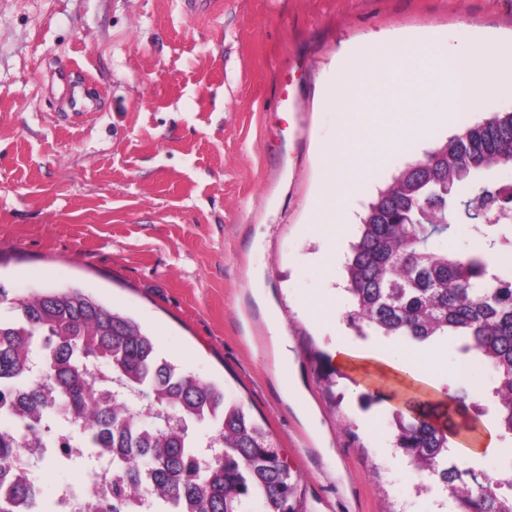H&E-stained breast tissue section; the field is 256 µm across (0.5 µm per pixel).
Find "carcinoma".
Returning <instances> with one entry per match:
<instances>
[{"label": "carcinoma", "instance_id": "obj_1", "mask_svg": "<svg viewBox=\"0 0 512 512\" xmlns=\"http://www.w3.org/2000/svg\"><path fill=\"white\" fill-rule=\"evenodd\" d=\"M512 162V112L453 135L396 176L368 203L347 257V322L356 335L431 344L452 338L492 373L496 422L512 436V185L494 173ZM466 183L458 199L448 185ZM461 218L468 254L430 248ZM0 315V409L38 438L49 417L76 424L86 455L112 453V495L97 512H300L298 479L277 444L224 389L163 357L134 318L80 288L8 297ZM393 445L436 475L455 512H512V481L478 480L448 461L449 430L421 412L393 413ZM24 438L0 430V512H53L16 460Z\"/></svg>", "mask_w": 512, "mask_h": 512}]
</instances>
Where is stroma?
<instances>
[{
    "label": "stroma",
    "mask_w": 512,
    "mask_h": 512,
    "mask_svg": "<svg viewBox=\"0 0 512 512\" xmlns=\"http://www.w3.org/2000/svg\"><path fill=\"white\" fill-rule=\"evenodd\" d=\"M490 48L484 87L452 121L380 167L340 224L310 219L320 146L344 119L323 86L370 40ZM512 0H0V287L76 286L129 315L161 352L264 422L299 478L303 512H454L394 448L391 417L492 373L437 343L439 374L402 371L407 343L359 337L344 266L363 210L458 129L512 112ZM68 68L90 111L58 79ZM287 336L275 358L270 328ZM347 353L337 357L338 344ZM453 456L512 471L494 411Z\"/></svg>",
    "instance_id": "35a3bbf8"
}]
</instances>
